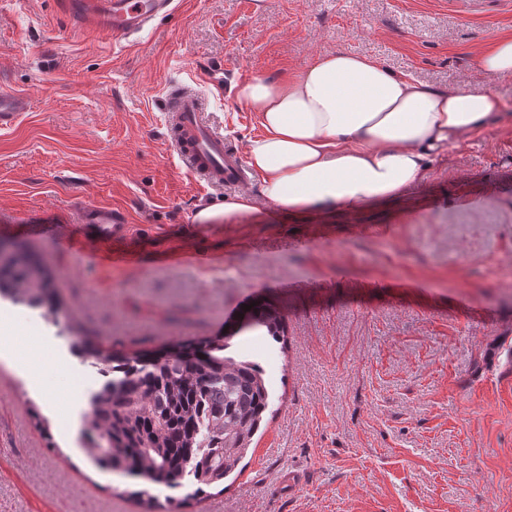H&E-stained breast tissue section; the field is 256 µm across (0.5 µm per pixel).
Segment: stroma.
<instances>
[{"label":"stroma","instance_id":"obj_1","mask_svg":"<svg viewBox=\"0 0 512 512\" xmlns=\"http://www.w3.org/2000/svg\"><path fill=\"white\" fill-rule=\"evenodd\" d=\"M175 6L124 39L73 28L51 0H0V84L31 103L0 131V241L35 252L61 314L118 352L222 335L257 298L284 314L283 341L233 339L264 367L271 404L223 492L180 512H512V76L468 67L512 34V11L497 0ZM336 51L492 88L509 109L397 197L194 223L198 205L237 192L208 188L170 149L168 91L200 96L242 152L263 129L237 83ZM86 204L123 211L129 234L99 242L75 220ZM0 313L11 320L0 341L40 337L47 361L35 384L0 362V512H139L84 453L95 368L40 311L1 299Z\"/></svg>","mask_w":512,"mask_h":512}]
</instances>
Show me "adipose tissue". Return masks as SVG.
<instances>
[{"instance_id":"ef3b65f1","label":"adipose tissue","mask_w":512,"mask_h":512,"mask_svg":"<svg viewBox=\"0 0 512 512\" xmlns=\"http://www.w3.org/2000/svg\"><path fill=\"white\" fill-rule=\"evenodd\" d=\"M472 68L494 79L512 73V36L490 40ZM236 100L264 129L246 163L262 196L283 212L339 204L357 209L418 182L430 155L493 123L506 110L494 90L439 87L348 52L325 53L295 75H255ZM249 194L197 209L199 224L258 216Z\"/></svg>"}]
</instances>
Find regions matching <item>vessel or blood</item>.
<instances>
[{"label": "vessel or blood", "instance_id": "obj_1", "mask_svg": "<svg viewBox=\"0 0 512 512\" xmlns=\"http://www.w3.org/2000/svg\"><path fill=\"white\" fill-rule=\"evenodd\" d=\"M54 12L76 29L132 37L159 15L171 12L174 0H52ZM29 106L25 97L0 90V130L15 126ZM168 143L188 171L211 187L238 188L247 181L237 149L204 122L200 100L178 90L169 99ZM84 223L94 225L98 238L107 242L129 229L122 213L100 205L85 206Z\"/></svg>", "mask_w": 512, "mask_h": 512}]
</instances>
